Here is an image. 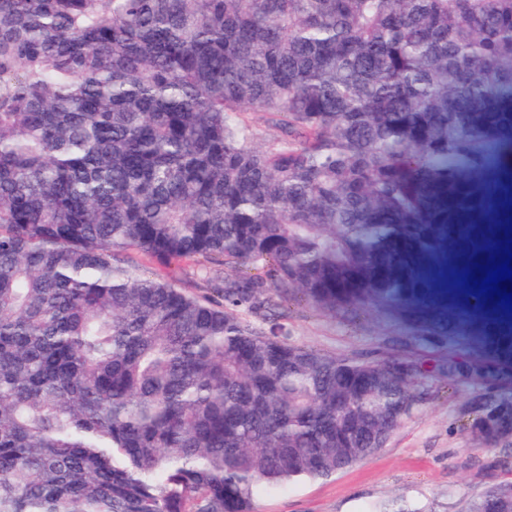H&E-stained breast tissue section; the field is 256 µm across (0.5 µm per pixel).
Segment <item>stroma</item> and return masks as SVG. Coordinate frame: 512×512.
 Masks as SVG:
<instances>
[{
	"label": "stroma",
	"mask_w": 512,
	"mask_h": 512,
	"mask_svg": "<svg viewBox=\"0 0 512 512\" xmlns=\"http://www.w3.org/2000/svg\"><path fill=\"white\" fill-rule=\"evenodd\" d=\"M293 342L327 354L353 353L376 358L391 353L434 365L448 356L470 363L454 342L425 338L379 312L352 317L316 311L304 301L288 304ZM512 392V377L488 383L472 376L451 384L433 379L419 408L367 459L326 480L259 494L254 512H366L377 502H398L412 512H464L483 482L468 463L491 456L467 432L477 407L475 395L489 388Z\"/></svg>",
	"instance_id": "35a3bbf8"
}]
</instances>
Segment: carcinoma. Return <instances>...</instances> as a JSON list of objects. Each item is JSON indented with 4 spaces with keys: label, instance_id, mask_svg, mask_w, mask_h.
<instances>
[{
    "label": "carcinoma",
    "instance_id": "carcinoma-1",
    "mask_svg": "<svg viewBox=\"0 0 512 512\" xmlns=\"http://www.w3.org/2000/svg\"><path fill=\"white\" fill-rule=\"evenodd\" d=\"M510 178L512 0H0V512H253L465 375L296 344L292 298L512 374L499 298L442 285L509 248L512 183L462 215ZM481 467L464 512H512ZM131 256L145 269L159 274L165 278L176 281L182 287H186L189 290L191 288V277L193 273V267L190 263H183L181 265H172L170 267H160L153 263L148 257L138 252H131Z\"/></svg>",
    "mask_w": 512,
    "mask_h": 512
}]
</instances>
